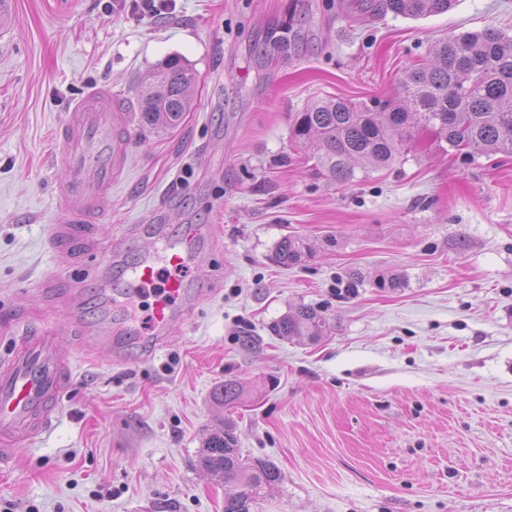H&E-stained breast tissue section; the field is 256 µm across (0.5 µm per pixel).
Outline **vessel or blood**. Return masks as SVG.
<instances>
[{
    "mask_svg": "<svg viewBox=\"0 0 512 512\" xmlns=\"http://www.w3.org/2000/svg\"><path fill=\"white\" fill-rule=\"evenodd\" d=\"M119 107L109 84L93 87L73 103L57 131L63 144L64 175L56 184L60 217L51 239L61 251L85 241L91 225L99 220L101 194L110 191L124 164L127 115ZM200 239V227L186 225L162 251H146L130 269L131 281L155 296L150 314L153 346L161 345L170 323L186 307L181 272L197 261ZM77 320L70 314L44 322L41 329L24 333L0 362V464L51 430L61 398L74 385L60 338Z\"/></svg>",
    "mask_w": 512,
    "mask_h": 512,
    "instance_id": "obj_1",
    "label": "vessel or blood"
}]
</instances>
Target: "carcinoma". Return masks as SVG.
<instances>
[{"mask_svg":"<svg viewBox=\"0 0 512 512\" xmlns=\"http://www.w3.org/2000/svg\"><path fill=\"white\" fill-rule=\"evenodd\" d=\"M456 0H380L383 13L420 18L444 13ZM426 64L410 68L401 79L398 102H353L342 98L311 103L297 113L292 136L312 143L315 166L334 181L355 179V164L385 168L400 161L422 129L434 132L454 154L512 153V35L493 27L464 32L442 41ZM196 75L181 57L162 61L138 101L140 121L155 130L179 126L192 108ZM306 247L285 236L275 248L284 267L297 264ZM330 329L317 308L303 305L273 326L276 335L316 338ZM243 388L226 380L213 392L216 404L235 406ZM200 466L217 482L236 491L224 496V512H250L251 504L278 486L281 470L272 462L245 458L235 427L218 424L202 443Z\"/></svg>","mask_w":512,"mask_h":512,"instance_id":"1","label":"carcinoma"}]
</instances>
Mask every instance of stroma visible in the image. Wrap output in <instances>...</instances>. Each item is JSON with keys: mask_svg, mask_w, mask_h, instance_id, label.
<instances>
[{"mask_svg": "<svg viewBox=\"0 0 512 512\" xmlns=\"http://www.w3.org/2000/svg\"><path fill=\"white\" fill-rule=\"evenodd\" d=\"M106 3L9 0L0 23V359L51 311L102 329L63 336L76 383L0 467V512H224L198 459L225 417L242 455L283 475L251 512H512V155L456 157L424 130L405 160L339 185L290 136L312 101L396 97L436 40L512 34V0L419 19L366 0ZM170 55L196 72L194 107L159 133L138 99ZM102 83L130 110L129 151L67 257L50 236L54 131ZM154 224L203 232L191 303L158 349L152 297L127 291ZM287 235L310 251L284 268ZM301 304L331 330L276 336ZM227 379L244 389L230 410L212 399Z\"/></svg>", "mask_w": 512, "mask_h": 512, "instance_id": "obj_1", "label": "stroma"}]
</instances>
